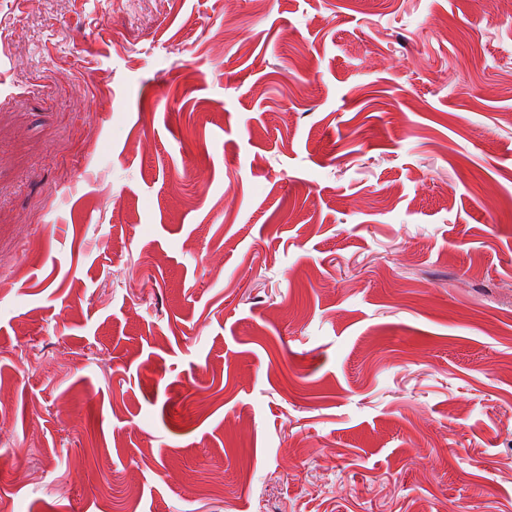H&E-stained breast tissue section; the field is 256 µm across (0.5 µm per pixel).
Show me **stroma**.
Returning <instances> with one entry per match:
<instances>
[{
	"instance_id": "35a3bbf8",
	"label": "stroma",
	"mask_w": 512,
	"mask_h": 512,
	"mask_svg": "<svg viewBox=\"0 0 512 512\" xmlns=\"http://www.w3.org/2000/svg\"><path fill=\"white\" fill-rule=\"evenodd\" d=\"M11 512H512L507 0H0Z\"/></svg>"
}]
</instances>
